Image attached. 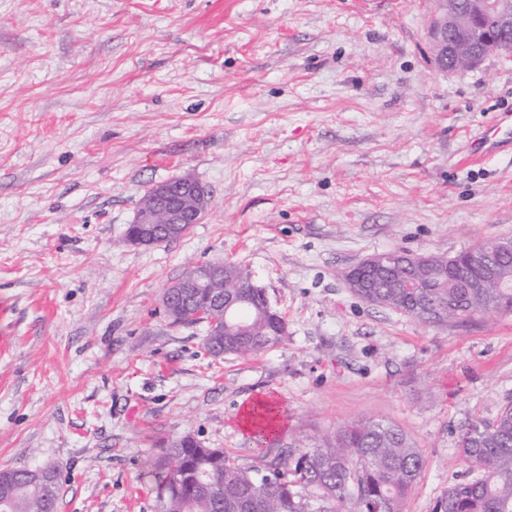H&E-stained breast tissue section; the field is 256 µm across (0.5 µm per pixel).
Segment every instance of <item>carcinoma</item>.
I'll use <instances>...</instances> for the list:
<instances>
[{"mask_svg":"<svg viewBox=\"0 0 512 512\" xmlns=\"http://www.w3.org/2000/svg\"><path fill=\"white\" fill-rule=\"evenodd\" d=\"M500 281L473 288L457 282L448 257L439 255L416 274L409 261L399 277L367 289L369 302L401 311L424 324L446 325L476 312H512V254L491 255ZM224 289L230 300L243 292L251 273L225 263ZM211 297L200 292L179 302L169 315L184 326L210 314ZM284 318L260 295L236 303L224 320V335L205 336L214 356L256 355L280 343ZM278 411L254 404L250 433L259 443L278 433ZM464 461L476 473L448 487L435 512H512V404L492 421H476L459 437ZM424 467L422 451L396 424L375 418L353 420L328 435L322 445L290 452L261 466L244 467L220 448L204 449L191 436L172 441L147 462L159 512H403L408 494ZM8 491L0 493V512H58L61 469H9Z\"/></svg>","mask_w":512,"mask_h":512,"instance_id":"obj_1","label":"carcinoma"}]
</instances>
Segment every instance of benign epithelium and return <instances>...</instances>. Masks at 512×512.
Returning a JSON list of instances; mask_svg holds the SVG:
<instances>
[{"mask_svg": "<svg viewBox=\"0 0 512 512\" xmlns=\"http://www.w3.org/2000/svg\"><path fill=\"white\" fill-rule=\"evenodd\" d=\"M512 34V0H437L432 38L440 64L449 70L476 68L488 57L478 42L497 46L501 38ZM207 191L194 179L175 177L160 183L146 194L136 211L132 225L136 230L126 237L133 246H152L184 235L185 225L206 211ZM512 247V239L492 238L468 247L470 265L484 263L485 247ZM394 271L393 257L386 253L364 259L346 273L351 291L363 297L361 289L375 288L381 279ZM227 270L220 262L196 264L181 278L169 284L162 295V306L168 308L174 298H188L205 289L218 306H224V284Z\"/></svg>", "mask_w": 512, "mask_h": 512, "instance_id": "obj_1", "label": "benign epithelium"}]
</instances>
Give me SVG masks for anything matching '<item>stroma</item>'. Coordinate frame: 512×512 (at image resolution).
I'll return each mask as SVG.
<instances>
[{"label": "stroma", "mask_w": 512, "mask_h": 512, "mask_svg": "<svg viewBox=\"0 0 512 512\" xmlns=\"http://www.w3.org/2000/svg\"><path fill=\"white\" fill-rule=\"evenodd\" d=\"M434 0H0V470H62L61 512H156L149 458L194 436L239 464L348 421L425 459L404 512L470 480L462 429L512 403V313L445 325L355 296L393 250L512 236V55L442 70ZM207 211L137 247L143 196L177 176ZM249 269L280 344L214 357L172 324L192 265ZM282 414L257 446L241 413Z\"/></svg>", "instance_id": "obj_1"}]
</instances>
